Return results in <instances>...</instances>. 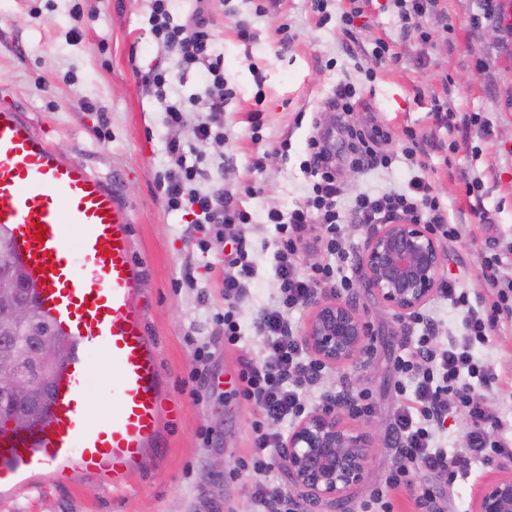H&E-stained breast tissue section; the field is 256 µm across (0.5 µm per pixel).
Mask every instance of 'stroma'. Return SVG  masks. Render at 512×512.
<instances>
[{
	"mask_svg": "<svg viewBox=\"0 0 512 512\" xmlns=\"http://www.w3.org/2000/svg\"><path fill=\"white\" fill-rule=\"evenodd\" d=\"M264 13H257V5ZM348 0H328L329 20L311 9V0H210L213 33L224 53V77L233 96L224 105L226 139L204 145L199 189L233 193L252 215L235 232L251 246L256 273L238 304L242 340L229 345L214 320L224 309L223 240L199 248L187 220L168 211L158 187L166 165L165 142L184 137V127L165 122L161 108L143 94L140 72L172 64L152 39L145 0H0V108L18 107L60 155L111 182L132 210L133 252L144 268L140 298L168 390L178 405L164 414L158 430L163 453L153 470L133 475L116 488L111 478L71 470L68 485L49 474L25 471L20 488L0 492V512H254V478L234 474L251 452V424L257 406L240 393L244 357L263 361V340L254 329L256 313L271 305L275 232L266 223L271 209L288 211L303 202L312 182L302 163L318 114L321 141L336 162L342 189L337 208L347 214L356 195L379 196L406 186L413 171L404 157L402 131L412 128L425 152L434 192L448 205V220L463 223L462 238L445 247L444 279L478 293L499 320L475 353L495 374L491 388L474 386L489 413L502 422L491 439L507 442L506 456L473 462L466 475L448 484L438 473L417 472L448 500L449 512H475L479 487L512 472V36L498 15L484 16L481 0H440L452 21L413 17L429 42L404 36L392 0H371L353 35L339 22ZM250 40H241L239 27ZM388 42L392 60L372 65L376 39ZM355 85L360 101L351 115L328 103L341 84ZM472 115L467 137L436 124L435 101ZM263 110V127L253 134L248 115ZM306 119H299V112ZM384 131L375 149L388 164L353 167L346 150L348 128ZM287 154H280V144ZM266 156L263 170L251 167ZM484 184L480 213H470L466 184ZM368 225L347 220L342 243L353 301L369 328V359L344 369L325 368L311 386L313 396L372 394L374 410L352 416L378 440L364 482L343 506L317 512H361V505L384 482L396 460L392 423L402 403L395 391V360L413 346L409 320L382 305L358 279ZM500 255L498 285L485 287L483 258ZM195 287H187L185 276ZM210 359L203 377L192 380L198 351ZM112 367L91 355L82 390L91 417L111 413Z\"/></svg>",
	"mask_w": 512,
	"mask_h": 512,
	"instance_id": "obj_1",
	"label": "stroma"
}]
</instances>
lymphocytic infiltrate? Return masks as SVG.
I'll list each match as a JSON object with an SVG mask.
<instances>
[{"label": "lymphocytic infiltrate", "instance_id": "f902f5d3", "mask_svg": "<svg viewBox=\"0 0 512 512\" xmlns=\"http://www.w3.org/2000/svg\"><path fill=\"white\" fill-rule=\"evenodd\" d=\"M195 2L192 13L184 17L177 12L176 0H149L151 33L174 57L176 68L150 70L142 74L141 83L164 106L167 121L173 126L184 125L187 106L197 100L196 94L185 97L178 91L187 73L196 72L199 92H204L207 98L208 113L193 126L191 139L168 141L170 167L163 181L168 209L191 215V227L199 233L198 245L203 248L208 237H225L236 225L250 223L252 217L234 204L232 194L221 190L203 192L195 187L199 169L189 162L188 156L195 153L196 143L224 141V102L229 96L224 56L207 28V0ZM307 149L309 159L304 171L315 179L312 197L289 212L273 209L266 216L277 232L273 259L278 291L273 307L263 309L258 318V330L269 358L258 365L243 360L239 373L243 396L253 400L263 413L262 419L252 424L253 453L240 464L241 469L252 471L258 478L253 493L257 512H302L299 502L285 498L268 479L273 468L272 451L285 440L283 433L271 431L270 426H285L303 415L309 403L305 385L322 370L320 364L306 358L293 334L289 315L314 288L322 286L337 293L352 286L350 277L342 273L347 256L341 244L342 216L336 204L339 188L335 173L317 137L308 139ZM352 211L358 224L399 216L429 225L437 239L453 243L462 237V225L449 223L447 208L433 195L428 179L420 175L413 176L400 191L379 196L357 195ZM312 224L318 227L313 240L323 245L328 259L302 276L296 270L294 257L303 232ZM233 263L239 271L224 277L226 308L217 314L216 322L223 327L227 342L235 345L242 339L235 301L254 272L245 245H238ZM442 294L461 314L464 334L437 342L434 317L422 313L412 316V323L419 325L421 332L409 356L396 360L405 377L396 386L405 401L393 421L398 459L384 486L364 502L362 512H393L391 494L401 488L412 489L414 469L444 473L453 482L465 474L471 460L488 463L502 452V442L490 439L484 428L485 423L491 422V415L460 385L466 376L487 386L492 384L491 367L476 362L473 348L475 344L486 343L498 312L479 310L470 304L467 292L457 290L451 283L443 286ZM454 406L471 421L472 427L466 434L465 448L452 457L440 442L437 426Z\"/></svg>", "mask_w": 512, "mask_h": 512}]
</instances>
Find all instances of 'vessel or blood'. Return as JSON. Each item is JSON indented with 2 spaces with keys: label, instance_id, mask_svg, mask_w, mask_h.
Instances as JSON below:
<instances>
[{
  "label": "vessel or blood",
  "instance_id": "b4317fda",
  "mask_svg": "<svg viewBox=\"0 0 512 512\" xmlns=\"http://www.w3.org/2000/svg\"><path fill=\"white\" fill-rule=\"evenodd\" d=\"M0 224L36 296L76 349L63 367L46 423L0 429V483L17 470L66 482L64 462L124 484L158 458L157 431L169 401L156 344L139 301L143 269L133 257L131 210L103 180L62 157L13 107L0 108ZM66 224L81 234L69 244ZM43 239H36V232ZM112 362L111 415L89 423L80 383L84 351Z\"/></svg>",
  "mask_w": 512,
  "mask_h": 512
}]
</instances>
